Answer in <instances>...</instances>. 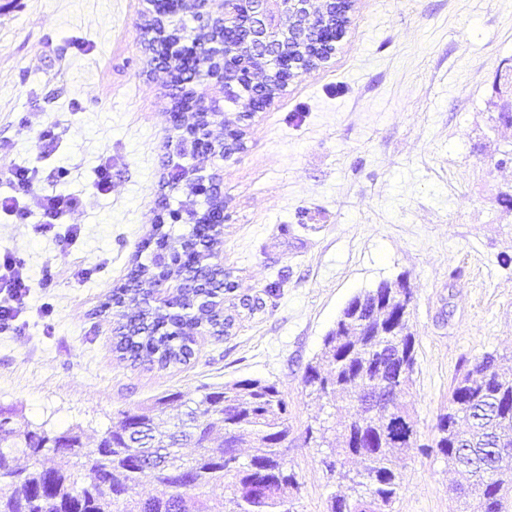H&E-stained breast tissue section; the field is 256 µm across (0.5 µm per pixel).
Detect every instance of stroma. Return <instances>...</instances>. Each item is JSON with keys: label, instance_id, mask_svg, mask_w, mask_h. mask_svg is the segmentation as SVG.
<instances>
[{"label": "stroma", "instance_id": "obj_1", "mask_svg": "<svg viewBox=\"0 0 512 512\" xmlns=\"http://www.w3.org/2000/svg\"><path fill=\"white\" fill-rule=\"evenodd\" d=\"M143 0H0V164L34 169L36 190L83 193L78 242L0 222V254L35 288L0 329V408L19 423L80 426L92 447L118 410L244 378L277 383L297 428L333 425L301 376L346 303L408 275L416 364L409 398L422 435L448 403L462 358L512 366V127L495 102L512 83V0H355L323 67L294 79L243 123L224 164V297L232 325L200 336L166 369L113 350L102 308L152 232L171 152L170 100L140 44ZM54 123L58 150L40 156ZM112 159V193L88 178ZM319 448L291 463L301 512H326L332 480ZM459 476L411 450L396 512H456Z\"/></svg>", "mask_w": 512, "mask_h": 512}]
</instances>
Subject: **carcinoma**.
Segmentation results:
<instances>
[{"instance_id":"obj_1","label":"carcinoma","mask_w":512,"mask_h":512,"mask_svg":"<svg viewBox=\"0 0 512 512\" xmlns=\"http://www.w3.org/2000/svg\"><path fill=\"white\" fill-rule=\"evenodd\" d=\"M167 28L181 30L196 48L195 74L210 66L211 34L187 28L180 15ZM201 212L187 211L191 224L174 238L156 225L141 246L148 261L135 262L137 276L112 290L104 307L117 320L115 349L132 364L167 368L187 363L194 354L195 330L206 324L217 335L229 326L216 309L233 283L220 261H185L174 267L182 296L167 306L151 299L156 279L169 273L162 258L168 243H183L188 256L209 250L193 224ZM413 293L406 275L353 296L324 336L315 361L301 378L319 401L353 415L334 429L320 425L316 447L329 448L321 459L336 460L341 472L330 491L327 512H395L405 474L399 455L433 448L449 465L467 475L456 492L458 512H508L512 506V374L500 368L492 352L473 359L454 380L448 405L440 410L431 438L424 440L415 413L405 399L412 383L417 340L411 322ZM288 394L274 382L245 378L197 396L181 391L158 398L147 409L116 413L101 438L103 450L87 459L66 448L51 453L58 462L34 458L25 475L4 459L39 448L46 436L73 446L79 427L51 432L23 429L11 412L0 411V512H59L63 499L82 493L93 482L111 493L96 499L95 512H299L297 475L282 461L280 448L314 431L297 433L290 421ZM252 442L241 459L240 445ZM190 444L195 453L179 448ZM149 475L158 488L143 497L138 486ZM220 487L214 497L208 489Z\"/></svg>"}]
</instances>
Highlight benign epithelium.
<instances>
[{
	"mask_svg": "<svg viewBox=\"0 0 512 512\" xmlns=\"http://www.w3.org/2000/svg\"><path fill=\"white\" fill-rule=\"evenodd\" d=\"M215 0H146L149 20L165 19L185 11L201 13L199 22L209 27L219 26L220 32L210 42V51L218 61L204 79L209 89L198 92L195 76L188 73L165 72L175 93L169 109L170 130L190 128L195 117L205 113L211 121L196 129L188 137L199 163L188 174V179L200 190L221 188L224 161L232 156V143L226 138L229 123L224 121V91L241 83L242 71L234 61L236 55L246 53L257 61L271 60L272 70L264 67L252 70L251 82L264 84L268 78L277 80L280 88L271 94L253 95L246 102V116L269 107L290 81L311 72L326 63L335 51V44L349 23L352 0H226L224 14L216 12ZM277 11L290 18L284 29H274L268 23L270 13ZM314 42L321 48L314 60L293 61L288 55L292 42ZM226 208L215 212L210 222L201 229L206 239L223 242ZM178 281L171 275L159 279L153 286V299L164 305L177 294Z\"/></svg>",
	"mask_w": 512,
	"mask_h": 512,
	"instance_id": "benign-epithelium-1",
	"label": "benign epithelium"
}]
</instances>
